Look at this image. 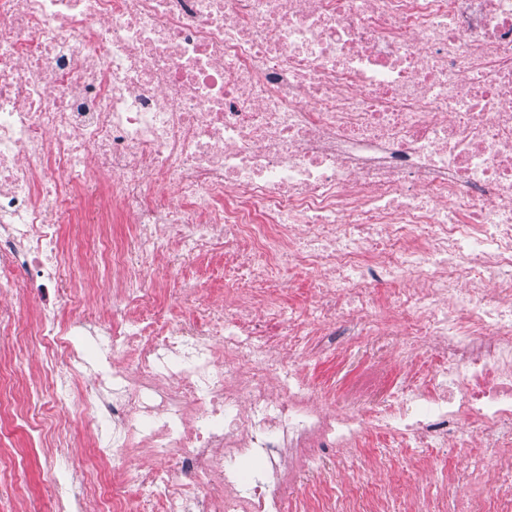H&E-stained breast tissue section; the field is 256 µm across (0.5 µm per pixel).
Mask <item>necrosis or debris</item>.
<instances>
[{"label": "necrosis or debris", "mask_w": 512, "mask_h": 512, "mask_svg": "<svg viewBox=\"0 0 512 512\" xmlns=\"http://www.w3.org/2000/svg\"><path fill=\"white\" fill-rule=\"evenodd\" d=\"M77 197L100 245L82 288L110 293L91 374L58 319ZM213 253L238 282L172 292L195 319L157 315L134 257ZM299 272L315 295L298 311L279 283ZM27 288L43 293L31 327ZM342 323L406 368L343 406L285 365ZM0 335L44 351L20 420L47 389L112 427L53 512H286L287 464L368 428L402 449L511 447L512 0H0ZM134 436L178 472L128 471L132 509L100 465ZM249 457L263 477L244 493ZM493 473L495 494L458 512H512V458ZM311 496L404 512L384 488Z\"/></svg>", "instance_id": "necrosis-or-debris-1"}]
</instances>
